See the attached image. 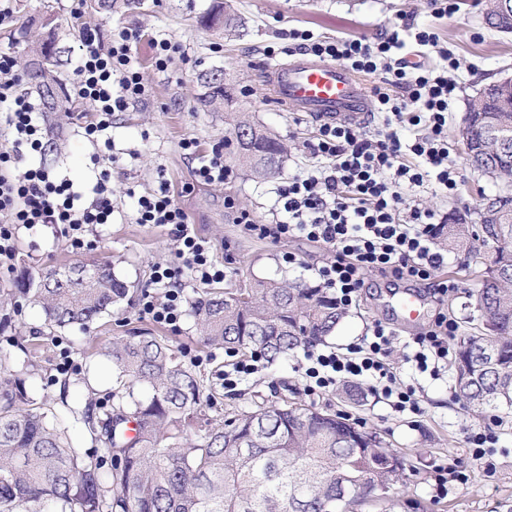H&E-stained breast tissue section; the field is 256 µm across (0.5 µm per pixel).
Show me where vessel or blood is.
<instances>
[{"mask_svg": "<svg viewBox=\"0 0 512 512\" xmlns=\"http://www.w3.org/2000/svg\"><path fill=\"white\" fill-rule=\"evenodd\" d=\"M265 74L280 106L312 118L356 124L370 110L364 81L341 64L301 55L268 65Z\"/></svg>", "mask_w": 512, "mask_h": 512, "instance_id": "1", "label": "vessel or blood"}]
</instances>
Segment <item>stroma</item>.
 Returning a JSON list of instances; mask_svg holds the SVG:
<instances>
[{
  "mask_svg": "<svg viewBox=\"0 0 512 512\" xmlns=\"http://www.w3.org/2000/svg\"><path fill=\"white\" fill-rule=\"evenodd\" d=\"M212 0H142L140 6L119 12L90 14L81 0H13V17L0 25V51L11 53L24 63L18 28L22 19L40 18L52 12L67 51L61 56L59 71L72 96L69 105L44 113L43 135L49 147L34 154L32 162L57 171L70 179L75 189L89 191L101 170H108L115 213L111 223L91 226L82 247H73L52 226L20 228L16 238L17 257L12 267H0V289L13 288L21 270L45 272L73 262L107 263L115 275L136 288L137 293L119 309L79 329L48 331L41 311L28 302L9 305L12 323L0 327V349L10 350L15 363H23V347L33 349L38 372L26 377L25 386L37 404L63 415V403L84 401L88 389L99 395L115 387L112 366L99 357V350L112 337L128 336L139 330L167 337L179 349L186 363L197 364L211 382L223 408L250 410L288 400L322 409L347 413L349 419L376 431L386 443L400 452L421 458L420 469L407 474L398 492L402 498L428 505L429 512H502L512 505V414L502 417L499 428L501 447L495 457L496 473L489 480L476 479L465 486H452L443 498L432 493L438 470H461L471 466L464 436L467 429L485 425V418L472 415L456 396L451 373L433 380L419 375L404 360L403 345L408 331H399L394 342L392 362L401 380L423 388L420 414H397L375 395H367L359 406L341 403L335 389L307 393L301 370V357L266 367L251 375L235 391L224 388V354H213L196 335L190 316H183L178 328L154 322L141 312L140 289L150 287L152 270L158 264L177 261V243L168 228H149L135 221L138 195L167 182L180 207L198 234L212 242L214 257L223 263L227 276L224 287H237L245 277H287L314 284L312 266L327 258L323 247L302 238L281 242L261 239L239 224L241 212L269 219L275 201L274 190L289 176L303 171L313 159L307 149L319 122L307 115L284 111L270 96L264 71L273 59L266 47H281V37L289 29H307L325 38L370 37L401 24L403 17L416 22L433 21L442 43L453 50L459 61L455 76L459 90L448 112V160L461 176L455 198L424 188L408 196L410 204L437 210L451 216L475 220L483 197L497 187L469 166L457 137L468 103L476 93L502 77L512 76V35L488 29L482 20L481 0H458L455 14L438 20L431 17L429 0H233L242 19L236 37L200 26L198 19ZM97 26L103 37L124 29L137 31L136 57L147 93L127 111L112 120L111 145L92 142L80 128L87 107L79 95L73 69L80 53L79 34L84 25ZM166 38L178 45L167 70L155 65L154 40ZM222 68L228 89L237 101L230 106L205 107L199 102L204 89L201 72ZM245 118L273 132L287 154L279 173L254 178L235 162L233 122ZM193 138L201 150L215 144L224 146V163L232 174L221 186L195 180L192 164L179 147ZM114 161H107V154ZM304 260L303 266L289 265L287 253ZM482 264H469L464 255L449 253L435 278H452L461 288L450 300L439 301L424 291L427 317L450 313L459 324L475 314L468 293L476 288L484 262L492 250L480 249ZM397 287L389 277L373 275L366 279L359 306L347 315L327 346L345 352L364 336L372 322L395 325L398 318L390 307ZM70 358L68 371H59L62 358Z\"/></svg>",
  "mask_w": 512,
  "mask_h": 512,
  "instance_id": "35a3bbf8",
  "label": "stroma"
}]
</instances>
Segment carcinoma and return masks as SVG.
I'll use <instances>...</instances> for the list:
<instances>
[{
	"mask_svg": "<svg viewBox=\"0 0 512 512\" xmlns=\"http://www.w3.org/2000/svg\"><path fill=\"white\" fill-rule=\"evenodd\" d=\"M240 24L224 0L200 16V25L228 36ZM25 53L29 84L56 111L64 92L57 27L26 42ZM493 116L512 136V112L474 117L468 160L499 169L495 180L512 187V159L483 150ZM235 130L249 138L236 156L246 171L281 169L276 137L249 122ZM500 203L498 219L445 224L437 235L439 245L475 258V243L494 244L470 294L477 316L452 364L455 391L478 416L512 410V196ZM17 291L41 308L48 329L61 330L94 323L128 299L130 286L106 266L74 265L25 271ZM186 303L207 347L259 353L271 365L325 341L345 317L326 289L286 278L194 289ZM102 356L115 371L112 403L91 391L83 410H70L97 444L90 453L73 444L64 420L51 422L36 407L10 354L0 352V512H350L375 495L382 512H425L395 492L412 461L341 414L295 402L218 411L204 376L151 332L117 337Z\"/></svg>",
	"mask_w": 512,
	"mask_h": 512,
	"instance_id": "obj_1",
	"label": "carcinoma"
}]
</instances>
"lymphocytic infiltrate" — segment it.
Returning a JSON list of instances; mask_svg holds the SVG:
<instances>
[{"instance_id": "1", "label": "lymphocytic infiltrate", "mask_w": 512, "mask_h": 512, "mask_svg": "<svg viewBox=\"0 0 512 512\" xmlns=\"http://www.w3.org/2000/svg\"><path fill=\"white\" fill-rule=\"evenodd\" d=\"M288 36L299 41L308 54L380 77L373 108L381 114L382 124L370 138L356 125L320 124L309 146L316 163L277 187L271 222L259 224L244 213L241 223L264 239L298 236L325 247L330 258L315 269L314 277L345 309L358 305L367 274L381 272L412 282L429 280L445 262L435 240L447 218L410 205L404 192L427 181L445 195L458 192L457 173L448 163L447 140L448 110L457 90L451 73L458 69V60L441 46L430 24L406 23L383 38L318 39L295 29ZM409 38L436 52L439 66L423 69L395 57V50L403 48ZM135 41V34L124 30L105 45L98 29L84 30L74 76L90 109L83 126L86 138L106 135L114 114L143 98L146 86L136 66ZM0 129L8 136L7 147L0 151V265L12 264L16 258L14 240L19 226L64 225L72 245L77 246L90 225L111 223L114 209L108 171L100 172L92 188L94 197L87 203L69 179L50 175L40 166L25 167L27 157L43 149L41 107L24 89L13 57L2 51ZM180 147L196 155L195 174L203 183L221 185L229 179L222 146L202 154L196 140L186 138ZM136 221L170 226L179 245L180 264L156 266L151 276L163 296L144 294L142 304L143 314L153 321L176 324L184 314L186 279L210 285L222 282L227 271L214 260L212 244L197 235L166 186L139 197ZM457 329L454 318L438 313L429 330L407 342L408 361L414 362L419 373L438 378L452 354ZM394 336L393 328L376 321L350 345L347 354L327 349L305 352L307 391L362 380L395 412L421 413L419 388L402 383L389 361ZM498 440L497 430L489 424L467 430L465 442L477 469L438 473L435 497H445L449 484L471 482L473 473L492 477Z\"/></svg>"}]
</instances>
